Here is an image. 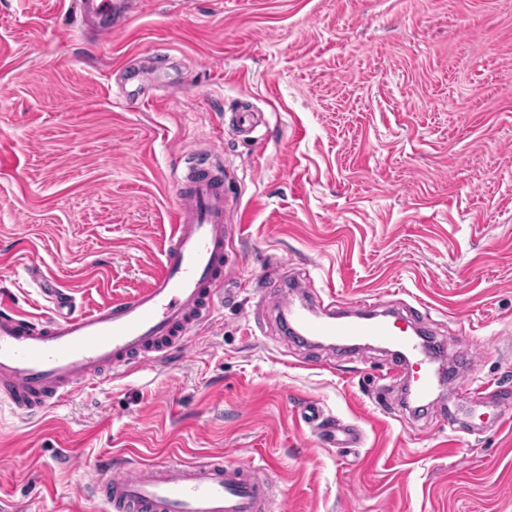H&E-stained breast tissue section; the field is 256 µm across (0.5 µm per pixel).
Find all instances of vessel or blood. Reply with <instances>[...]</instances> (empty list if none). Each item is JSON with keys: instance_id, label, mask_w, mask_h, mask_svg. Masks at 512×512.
<instances>
[{"instance_id": "obj_1", "label": "vessel or blood", "mask_w": 512, "mask_h": 512, "mask_svg": "<svg viewBox=\"0 0 512 512\" xmlns=\"http://www.w3.org/2000/svg\"><path fill=\"white\" fill-rule=\"evenodd\" d=\"M176 211L163 249L161 271L149 287L123 300H107L76 312L70 294L57 288L48 317L21 310L0 294V405L23 418L67 401L83 384L129 368L155 371L182 356L199 326L223 300L225 232L240 205L226 187L224 163L212 153L185 151L174 172ZM303 337L331 345L379 344L399 355L390 368L418 399H428L437 376L434 355L400 316L376 313L357 321L288 311ZM330 443L357 447V429L325 428ZM264 465L207 461L131 465L109 456L98 460L89 487L103 512H278Z\"/></svg>"}]
</instances>
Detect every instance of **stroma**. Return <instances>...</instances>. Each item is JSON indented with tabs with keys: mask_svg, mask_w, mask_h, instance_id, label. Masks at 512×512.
<instances>
[{
	"mask_svg": "<svg viewBox=\"0 0 512 512\" xmlns=\"http://www.w3.org/2000/svg\"><path fill=\"white\" fill-rule=\"evenodd\" d=\"M0 0V291L50 315L158 273L186 148L224 162V303L181 360L0 408V512H100L102 456L271 462L287 512H512V0ZM252 108L265 122L233 130ZM315 312L425 324L482 390L413 415L387 352L287 335L268 267ZM358 427L339 448L305 402Z\"/></svg>",
	"mask_w": 512,
	"mask_h": 512,
	"instance_id": "35a3bbf8",
	"label": "stroma"
}]
</instances>
